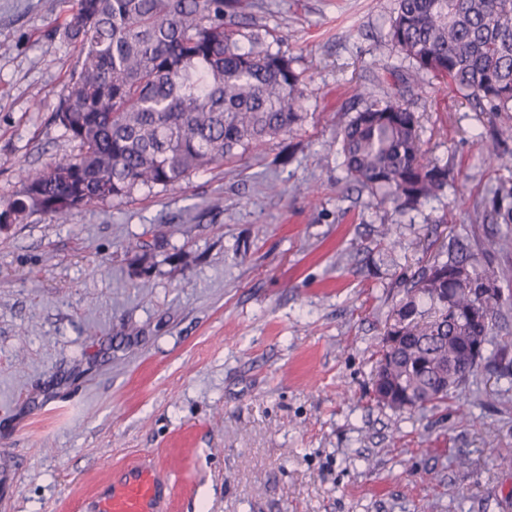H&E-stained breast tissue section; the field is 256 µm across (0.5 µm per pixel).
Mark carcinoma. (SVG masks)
<instances>
[{"instance_id": "cac0c4a2", "label": "carcinoma", "mask_w": 512, "mask_h": 512, "mask_svg": "<svg viewBox=\"0 0 512 512\" xmlns=\"http://www.w3.org/2000/svg\"><path fill=\"white\" fill-rule=\"evenodd\" d=\"M240 16L241 0H77L64 36L81 61L54 119L79 153L27 172L0 222L174 187L302 122L292 58L257 35L241 48ZM388 38L411 83L442 76L480 111L512 112V0H398ZM356 97L365 104L336 130L346 178L398 212L443 192L448 168L425 156L403 92ZM493 283L494 272L462 252L405 281L411 317L403 324L393 308L384 325L402 340L373 354V384L391 393L382 407L425 410L466 384L477 365L465 346L473 336L490 344L505 316L502 298H479Z\"/></svg>"}]
</instances>
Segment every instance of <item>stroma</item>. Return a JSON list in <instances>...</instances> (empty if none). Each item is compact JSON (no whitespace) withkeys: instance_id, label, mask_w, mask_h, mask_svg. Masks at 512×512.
Masks as SVG:
<instances>
[{"instance_id":"obj_1","label":"stroma","mask_w":512,"mask_h":512,"mask_svg":"<svg viewBox=\"0 0 512 512\" xmlns=\"http://www.w3.org/2000/svg\"><path fill=\"white\" fill-rule=\"evenodd\" d=\"M75 3L0 0V209L78 152L52 119ZM395 7L248 0L244 33L293 59L301 124L180 185L0 230V512H82L146 453L171 512H512V314L447 403L371 396L385 317L435 256L467 245L512 296V138L479 146L512 112L425 76L406 101L445 191L398 213L346 179L333 141L355 93L404 86Z\"/></svg>"}]
</instances>
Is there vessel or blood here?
Returning a JSON list of instances; mask_svg holds the SVG:
<instances>
[{
  "instance_id": "vessel-or-blood-1",
  "label": "vessel or blood",
  "mask_w": 512,
  "mask_h": 512,
  "mask_svg": "<svg viewBox=\"0 0 512 512\" xmlns=\"http://www.w3.org/2000/svg\"><path fill=\"white\" fill-rule=\"evenodd\" d=\"M173 485L157 456L147 454L130 463L118 482L91 495L93 512H170Z\"/></svg>"
}]
</instances>
